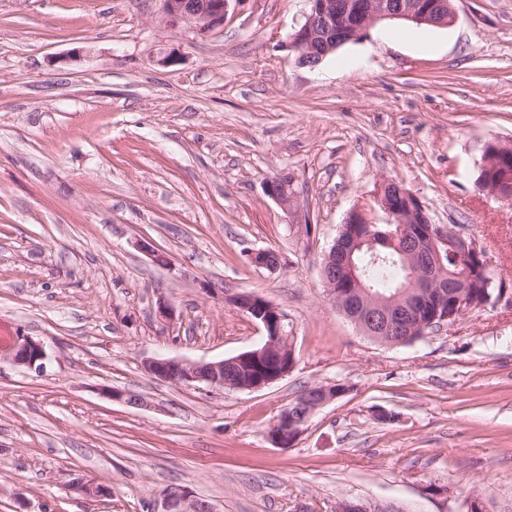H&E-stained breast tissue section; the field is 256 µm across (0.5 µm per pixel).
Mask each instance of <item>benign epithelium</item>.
Wrapping results in <instances>:
<instances>
[{
	"instance_id": "obj_1",
	"label": "benign epithelium",
	"mask_w": 512,
	"mask_h": 512,
	"mask_svg": "<svg viewBox=\"0 0 512 512\" xmlns=\"http://www.w3.org/2000/svg\"><path fill=\"white\" fill-rule=\"evenodd\" d=\"M242 0H165L162 21L170 26L183 23L191 25L197 33L208 34L224 26V19L233 3ZM309 9L304 23L289 36V48L295 52L305 49L314 50L315 46L327 43V38L336 35L337 21L351 16L357 19L356 28L363 36L384 20L402 19L421 22L428 17L422 0H405L397 8L387 4V0H346L343 13L336 12V0H306ZM267 196L283 208L296 213L297 223L306 224L308 219L298 208L294 193L289 191L282 176L270 177L263 182ZM397 192L403 198L401 206L390 207L382 203L385 192ZM374 199L388 215L386 236L395 240L404 238L421 247L430 244L437 248L442 242L464 257L480 252V246L471 238L440 228L439 235L424 232L417 224L427 217L417 196L403 185L382 178L377 184ZM346 223L358 225L352 237L342 236L337 239L324 256L322 268L354 265V254L364 246L374 247V223L370 222L362 208L353 209ZM133 246L147 254L153 262L166 265V254L145 240L138 239ZM412 287L420 293L425 288H441V279L437 265H432L425 277L412 282ZM371 291L360 287L347 296V301L340 304V309L359 329L371 336H385L391 333H411L423 325L416 308L389 303L383 306H370L367 303ZM238 309L247 314L265 332L262 345L241 352L230 359L212 362H188L176 359H153L145 362L144 367L154 377L180 385L204 384L216 389L256 391L282 379L293 367L294 351L288 338L287 318L274 304L255 305V296L240 295ZM10 359L28 370L40 372L44 368L46 350L44 344L28 336H18L10 349ZM264 360L271 364L273 372L265 377L251 378L246 382L240 380V374L251 371L253 363ZM336 393L327 386L316 385L306 389L296 399L298 410L302 411L301 424L309 422L319 408L336 400ZM295 414L290 408H284L277 417L270 431L271 442L281 448L290 445L294 438L288 436V424ZM71 489L86 497H100L108 489L92 481L77 479L71 483ZM159 512H215L214 507L195 498L183 487H171L162 497Z\"/></svg>"
}]
</instances>
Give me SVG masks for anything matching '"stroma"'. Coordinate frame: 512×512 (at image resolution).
Listing matches in <instances>:
<instances>
[{"label": "stroma", "mask_w": 512, "mask_h": 512, "mask_svg": "<svg viewBox=\"0 0 512 512\" xmlns=\"http://www.w3.org/2000/svg\"><path fill=\"white\" fill-rule=\"evenodd\" d=\"M163 4L0 0V349L47 352L41 374L0 359V512H151L175 486L216 512H467L474 495L512 512V204L475 183L483 144L512 145V0L381 23L314 68L288 47L306 0H241L205 36ZM277 174L311 234L264 194ZM382 177L484 248L495 306L393 347L336 309L323 256L354 208L386 223ZM265 248L279 269L249 262ZM249 292L288 318L287 376L222 391L145 371L261 345L228 302ZM321 384L347 391L273 446L280 410Z\"/></svg>", "instance_id": "35a3bbf8"}]
</instances>
